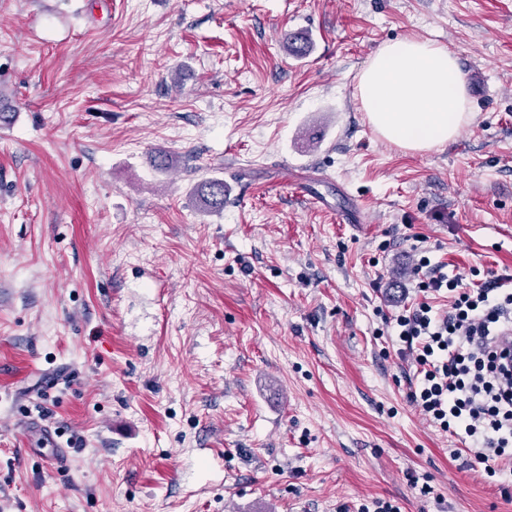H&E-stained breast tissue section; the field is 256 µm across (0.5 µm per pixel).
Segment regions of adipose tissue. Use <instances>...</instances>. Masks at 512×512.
Returning <instances> with one entry per match:
<instances>
[{
    "label": "adipose tissue",
    "instance_id": "adipose-tissue-1",
    "mask_svg": "<svg viewBox=\"0 0 512 512\" xmlns=\"http://www.w3.org/2000/svg\"><path fill=\"white\" fill-rule=\"evenodd\" d=\"M359 89L373 129L412 151L453 141L470 118L455 54L431 40L404 38L380 47L363 67Z\"/></svg>",
    "mask_w": 512,
    "mask_h": 512
}]
</instances>
